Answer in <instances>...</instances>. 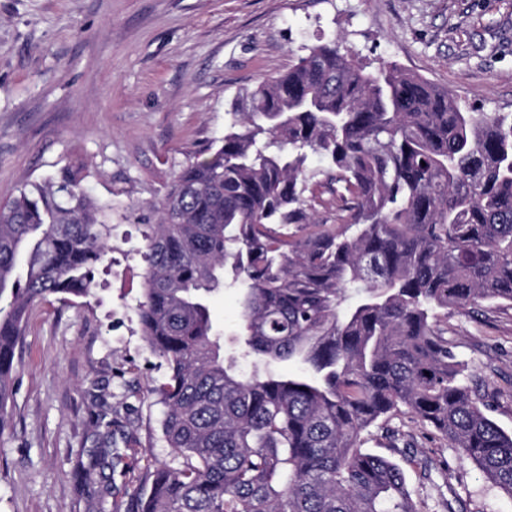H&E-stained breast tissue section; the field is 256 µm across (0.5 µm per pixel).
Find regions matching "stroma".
I'll return each instance as SVG.
<instances>
[{
    "instance_id": "obj_1",
    "label": "stroma",
    "mask_w": 512,
    "mask_h": 512,
    "mask_svg": "<svg viewBox=\"0 0 512 512\" xmlns=\"http://www.w3.org/2000/svg\"><path fill=\"white\" fill-rule=\"evenodd\" d=\"M339 41L483 112L512 113V0H0V201L60 169H84L113 204L92 296L38 304L17 356L12 427L0 437V512H128L146 468L173 463L165 370L137 317L143 244L135 202L161 200L187 152L222 138L240 92ZM232 352L239 291L210 297ZM448 343L489 417L512 431V306L448 314ZM367 450L403 470L423 512H512L456 448L407 414L371 427ZM104 475L84 477L95 460Z\"/></svg>"
}]
</instances>
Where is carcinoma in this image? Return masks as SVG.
Masks as SVG:
<instances>
[{
	"instance_id": "carcinoma-1",
	"label": "carcinoma",
	"mask_w": 512,
	"mask_h": 512,
	"mask_svg": "<svg viewBox=\"0 0 512 512\" xmlns=\"http://www.w3.org/2000/svg\"><path fill=\"white\" fill-rule=\"evenodd\" d=\"M227 115L141 216L137 315L179 465L147 469L130 512H420L402 469L362 448L398 413L512 498V432L446 338L448 310L512 304V114L326 40ZM82 181L64 168L0 203V435L33 308L89 297L109 252L112 203ZM226 283L248 374L210 314Z\"/></svg>"
}]
</instances>
